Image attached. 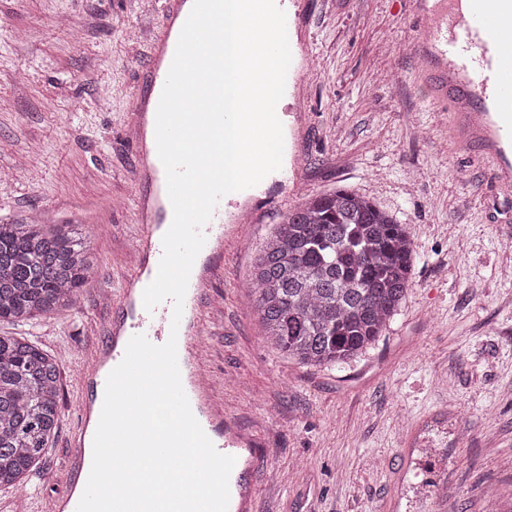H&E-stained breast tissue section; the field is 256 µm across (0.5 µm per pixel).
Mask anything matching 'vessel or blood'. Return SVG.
<instances>
[{
    "label": "vessel or blood",
    "instance_id": "vessel-or-blood-1",
    "mask_svg": "<svg viewBox=\"0 0 512 512\" xmlns=\"http://www.w3.org/2000/svg\"><path fill=\"white\" fill-rule=\"evenodd\" d=\"M193 2L161 0L162 24L150 43L140 88L129 104L126 132L133 146L132 173L138 186L133 213L140 225L137 261L133 275L126 277L111 301L102 341L82 365L85 393L78 402L79 425L69 439L71 453L65 462L69 486L50 502L48 512H76L92 466L107 377L137 334L156 346L176 336L181 382L192 413L215 448L237 460L229 479L228 512H255V490L247 475L264 462L267 449L229 417L215 388L201 380L204 342L200 330L182 327L171 332V301L147 311L137 288L143 275L157 274L163 254L160 227L173 220L166 170L160 159L150 158L146 133L156 123L159 100ZM411 6L416 18L412 47L430 102L447 111L461 137L480 148L494 183L502 191H511L512 0H411ZM254 193L250 187L241 191L238 200L220 201L204 229L201 254L206 264L192 268L183 302L192 318L201 316L210 291L224 276L225 242L241 241L238 228L228 227L227 218Z\"/></svg>",
    "mask_w": 512,
    "mask_h": 512
}]
</instances>
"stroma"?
Returning <instances> with one entry per match:
<instances>
[{"mask_svg":"<svg viewBox=\"0 0 512 512\" xmlns=\"http://www.w3.org/2000/svg\"><path fill=\"white\" fill-rule=\"evenodd\" d=\"M142 3L0 0V167L39 146L0 182V221L37 213L83 225L97 259L67 310L0 321V335L27 337L62 367L57 434L26 483L0 489V512L27 496L48 507L64 490L83 356L136 263L124 121L161 21ZM412 24L409 0H306L315 65L294 109L308 129L283 151L298 161L299 187L265 201L262 223L246 226L201 317L207 374L270 450L256 512H381L389 499L403 512H512V196L425 98ZM339 187L405 224L417 263L382 335L341 367H313L264 338L252 272L289 210ZM423 421L422 447L405 457ZM429 453L444 466L447 501L423 482Z\"/></svg>","mask_w":512,"mask_h":512,"instance_id":"obj_1","label":"stroma"}]
</instances>
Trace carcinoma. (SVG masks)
Masks as SVG:
<instances>
[{
    "mask_svg": "<svg viewBox=\"0 0 512 512\" xmlns=\"http://www.w3.org/2000/svg\"><path fill=\"white\" fill-rule=\"evenodd\" d=\"M415 251L396 218L348 189L286 215L253 270L264 336L312 366L347 363L400 308ZM95 264L72 224L0 223V321L73 304ZM61 364L25 337L0 336V488L23 484L61 420Z\"/></svg>",
    "mask_w": 512,
    "mask_h": 512,
    "instance_id": "carcinoma-1",
    "label": "carcinoma"
}]
</instances>
